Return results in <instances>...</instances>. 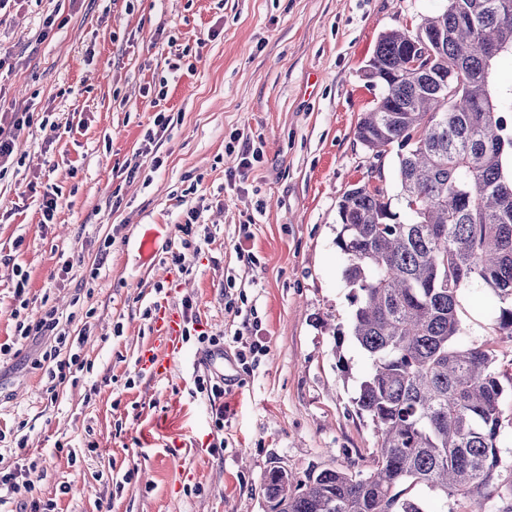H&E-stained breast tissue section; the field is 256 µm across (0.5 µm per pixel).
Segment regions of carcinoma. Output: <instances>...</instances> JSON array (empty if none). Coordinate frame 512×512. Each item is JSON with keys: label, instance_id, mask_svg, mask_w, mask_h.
I'll return each mask as SVG.
<instances>
[{"label": "carcinoma", "instance_id": "carcinoma-1", "mask_svg": "<svg viewBox=\"0 0 512 512\" xmlns=\"http://www.w3.org/2000/svg\"><path fill=\"white\" fill-rule=\"evenodd\" d=\"M475 2L448 0L417 31L383 33L372 57L367 79L383 95L356 137L378 158L398 147L411 222L398 221L379 186L353 187L338 204L350 336L371 361L354 409L378 434L373 469L296 479L273 467L267 512H429L407 496L415 486L488 512L482 490L500 476L503 387L485 346L458 343L457 303L464 288L490 290L495 326L512 337V176L503 168L512 135L501 116L512 95L495 80L512 53V18L483 0L475 21Z\"/></svg>", "mask_w": 512, "mask_h": 512}]
</instances>
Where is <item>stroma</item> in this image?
Returning a JSON list of instances; mask_svg holds the SVG:
<instances>
[{
    "label": "stroma",
    "instance_id": "1",
    "mask_svg": "<svg viewBox=\"0 0 512 512\" xmlns=\"http://www.w3.org/2000/svg\"><path fill=\"white\" fill-rule=\"evenodd\" d=\"M447 6L21 0L0 13V113L34 119L0 176V344L14 351L0 364V467L38 463L33 493L4 494L0 512L34 499L54 512H265L271 467L299 478L347 463L371 470L375 428L353 407L370 362L347 332L354 306L336 212L348 189L375 183L409 221L396 153L374 159L355 136L383 93L365 69L381 34L416 29ZM54 12L65 25L41 37ZM160 112L173 128L144 148ZM236 136L261 155L242 176L227 150ZM47 191L62 202L49 224L39 208ZM196 203L207 241L183 249L179 269L167 252L181 249L175 227ZM17 265L29 274L30 319L52 306L71 333L89 332L90 372L61 382L54 400L29 343L14 336ZM186 299L224 350L220 426L195 383L210 372L208 346L185 341L162 379L138 366L153 313ZM495 307L489 291L467 288L457 313L462 343L495 356L510 466L512 337L497 331ZM253 321L265 350L243 366L235 334Z\"/></svg>",
    "mask_w": 512,
    "mask_h": 512
}]
</instances>
